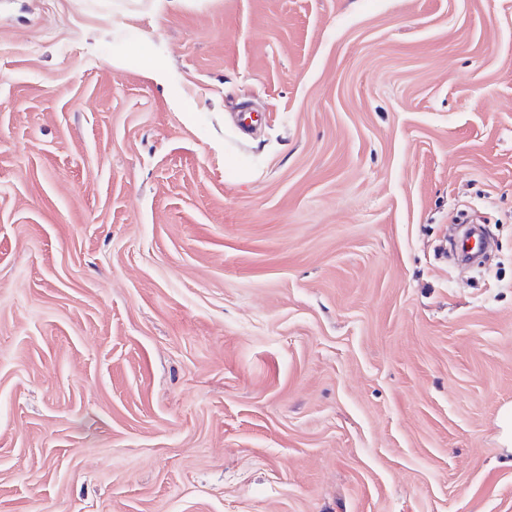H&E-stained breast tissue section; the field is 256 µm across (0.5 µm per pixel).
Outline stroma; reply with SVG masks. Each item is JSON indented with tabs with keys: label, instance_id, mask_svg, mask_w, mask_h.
<instances>
[{
	"label": "stroma",
	"instance_id": "1",
	"mask_svg": "<svg viewBox=\"0 0 512 512\" xmlns=\"http://www.w3.org/2000/svg\"><path fill=\"white\" fill-rule=\"evenodd\" d=\"M507 410L512 0H0V512H512Z\"/></svg>",
	"mask_w": 512,
	"mask_h": 512
}]
</instances>
